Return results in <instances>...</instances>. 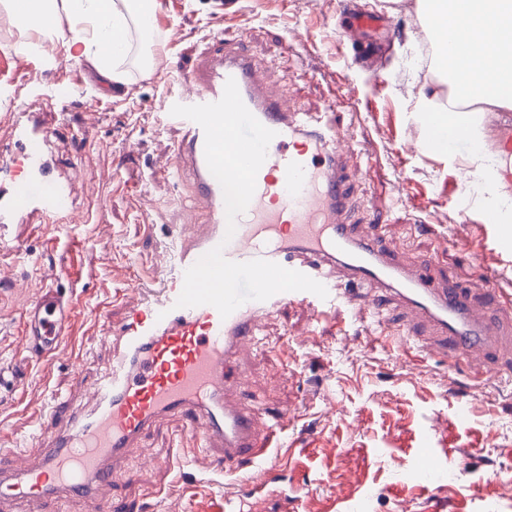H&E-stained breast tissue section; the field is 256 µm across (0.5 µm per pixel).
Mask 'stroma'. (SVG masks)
Here are the masks:
<instances>
[{
	"label": "stroma",
	"instance_id": "stroma-1",
	"mask_svg": "<svg viewBox=\"0 0 512 512\" xmlns=\"http://www.w3.org/2000/svg\"><path fill=\"white\" fill-rule=\"evenodd\" d=\"M384 15L374 34V59H354L336 17V0H164L150 39L133 37L134 59L150 56L152 70L133 61L124 81L102 83L89 65L66 59L56 35L22 30L0 8V121L12 104L63 87L75 138L66 151L77 162L78 209L86 224L54 217L16 224L0 237V365L20 355L22 312L60 255L76 275L65 352L33 365L25 386L0 394V442L21 441L43 425L39 410L52 393L77 396L72 360L96 378L112 359V346L97 334L103 318L120 320L122 297L137 280L169 277L155 259L170 245L191 195L190 176L155 177L181 137L165 125L161 97L176 98L179 85L164 75L171 54L196 67L213 41H245L265 65V79L290 106L311 112L335 103L337 123L351 137L367 174L355 180L351 221L404 242L417 255L434 256L436 281L454 276L481 284L489 279L512 304V254L498 250L497 231L479 212L460 217L475 191L466 184L454 153L416 151L428 130L419 112L424 92L436 85L433 65H414L423 23L417 0H360ZM40 52L16 71V54L32 41ZM135 161L114 163L125 152ZM397 191L380 203L378 188ZM19 281L8 289L9 281ZM388 334L370 327L366 293L317 313L301 302L268 317L244 358L245 397L288 413V447L272 449L265 490L249 495L236 477L197 468L182 438L183 422L162 420L120 465L116 488L135 512H225L228 498H247L251 512H512V357L491 372L455 362L413 343L424 335L389 302ZM467 403L465 424L454 421ZM438 432H431L434 421ZM186 455H177V448ZM431 449L448 477L423 481L415 462Z\"/></svg>",
	"mask_w": 512,
	"mask_h": 512
}]
</instances>
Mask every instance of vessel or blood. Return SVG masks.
<instances>
[{"instance_id": "obj_1", "label": "vessel or blood", "mask_w": 512, "mask_h": 512, "mask_svg": "<svg viewBox=\"0 0 512 512\" xmlns=\"http://www.w3.org/2000/svg\"><path fill=\"white\" fill-rule=\"evenodd\" d=\"M375 28V14L357 12L346 34L362 40ZM167 70L177 76L180 93L177 101L161 100L162 114L176 102L218 101L232 79L249 111L274 131L254 196L234 235H227L224 194L206 163L204 131L191 120L174 118L184 136L157 174L176 177L189 169L197 201L187 211L172 256L174 274L134 282L138 298L126 304L122 320L99 325V335L112 340V362L86 385L83 399L51 401L45 409L50 426L30 448H0V504L68 496L85 499L92 512H125L122 499L100 497L99 489L115 484V463L125 460L142 436L175 415L207 446V471L237 476L257 469L287 431L288 419L243 398L240 357L254 347L263 320L294 301L326 310L346 299L347 288H367L373 310L394 299L413 319L432 324L438 353L477 364L493 354L490 339L499 333V318L483 293L467 285L430 283L421 265L406 259L404 244L358 232L350 223L352 146L342 138L334 110H289L240 42L229 48L213 44L202 70L184 69L176 56ZM478 123L486 144L469 150L465 165L495 191L512 193V113L486 112ZM69 135L68 124L50 118L41 103L13 107L0 126V143L15 155L0 163V229L35 217L76 216L77 168L52 152L66 146ZM218 246L234 262L265 259L299 271L322 283L328 296L282 292L246 302L225 318L210 305L177 306L186 270ZM72 309V300L57 288L41 287L23 312L20 364L0 368V390L22 388L31 363L50 361L65 350Z\"/></svg>"}]
</instances>
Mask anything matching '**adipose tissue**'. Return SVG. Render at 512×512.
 <instances>
[{"label": "adipose tissue", "mask_w": 512, "mask_h": 512, "mask_svg": "<svg viewBox=\"0 0 512 512\" xmlns=\"http://www.w3.org/2000/svg\"><path fill=\"white\" fill-rule=\"evenodd\" d=\"M16 23L36 17L35 29L53 33L68 26L64 40L66 58L86 60L102 82L120 83L118 71L131 55L133 34L154 27L156 0H6ZM436 47L435 71L447 92L431 90L424 121L432 141H440L448 124L446 108L437 105L448 95L449 106L461 105L463 113L512 111V54L502 47L512 44V0H418ZM466 15L468 27L456 25ZM478 56L481 64L466 84L455 75L459 61Z\"/></svg>", "instance_id": "ef3b65f1"}]
</instances>
